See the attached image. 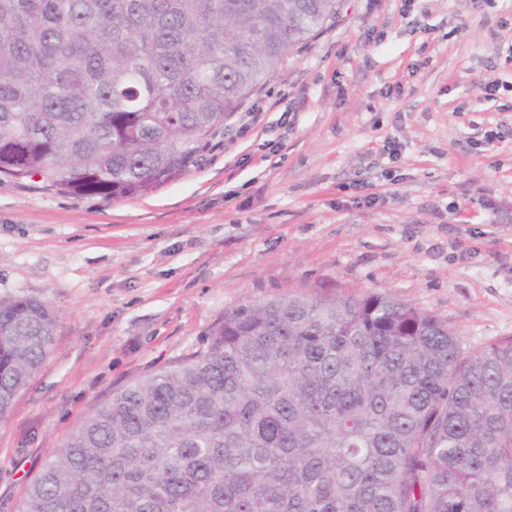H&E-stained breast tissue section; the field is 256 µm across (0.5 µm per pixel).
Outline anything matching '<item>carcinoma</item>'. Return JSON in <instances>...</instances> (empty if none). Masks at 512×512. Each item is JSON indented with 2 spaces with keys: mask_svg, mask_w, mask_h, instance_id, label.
Listing matches in <instances>:
<instances>
[{
  "mask_svg": "<svg viewBox=\"0 0 512 512\" xmlns=\"http://www.w3.org/2000/svg\"><path fill=\"white\" fill-rule=\"evenodd\" d=\"M338 0H0V177L147 194ZM55 313L0 299V420ZM18 512H512V336L465 353L380 293L241 304L112 393Z\"/></svg>",
  "mask_w": 512,
  "mask_h": 512,
  "instance_id": "cac0c4a2",
  "label": "carcinoma"
}]
</instances>
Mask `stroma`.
Returning a JSON list of instances; mask_svg holds the SVG:
<instances>
[{
	"instance_id": "1",
	"label": "stroma",
	"mask_w": 512,
	"mask_h": 512,
	"mask_svg": "<svg viewBox=\"0 0 512 512\" xmlns=\"http://www.w3.org/2000/svg\"><path fill=\"white\" fill-rule=\"evenodd\" d=\"M512 0H341L144 196L0 180V298L58 317L0 422V512L116 389L203 347L227 310L325 288L512 336ZM495 95H488V88Z\"/></svg>"
}]
</instances>
